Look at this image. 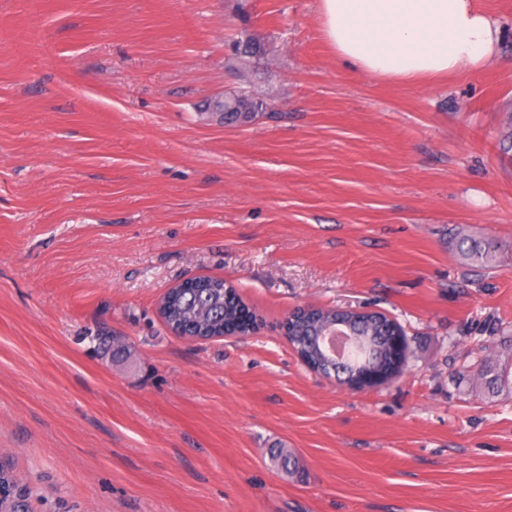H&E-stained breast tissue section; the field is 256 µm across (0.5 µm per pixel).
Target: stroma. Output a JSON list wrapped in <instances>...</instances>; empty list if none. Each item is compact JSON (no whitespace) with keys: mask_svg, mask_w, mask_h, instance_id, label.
Instances as JSON below:
<instances>
[{"mask_svg":"<svg viewBox=\"0 0 512 512\" xmlns=\"http://www.w3.org/2000/svg\"><path fill=\"white\" fill-rule=\"evenodd\" d=\"M480 3L494 62L418 86L337 63L316 0H0V461L28 512H512V383L473 381L512 365V0ZM243 83L271 111H200ZM193 277L254 332L170 331ZM302 307L390 316L405 370L312 371ZM266 55L264 46L253 39L246 38L234 41L231 45L229 59L233 60L242 68L246 66L254 59ZM456 252L465 260L489 263L492 253L491 243L473 240L467 236H461L454 241Z\"/></svg>","mask_w":512,"mask_h":512,"instance_id":"obj_1","label":"stroma"}]
</instances>
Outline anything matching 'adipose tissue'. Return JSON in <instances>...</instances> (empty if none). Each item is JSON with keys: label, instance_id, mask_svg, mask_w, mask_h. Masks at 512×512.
Returning a JSON list of instances; mask_svg holds the SVG:
<instances>
[{"label": "adipose tissue", "instance_id": "ef3b65f1", "mask_svg": "<svg viewBox=\"0 0 512 512\" xmlns=\"http://www.w3.org/2000/svg\"><path fill=\"white\" fill-rule=\"evenodd\" d=\"M317 15L338 61L392 83L480 69L502 35L478 0H317Z\"/></svg>", "mask_w": 512, "mask_h": 512}]
</instances>
